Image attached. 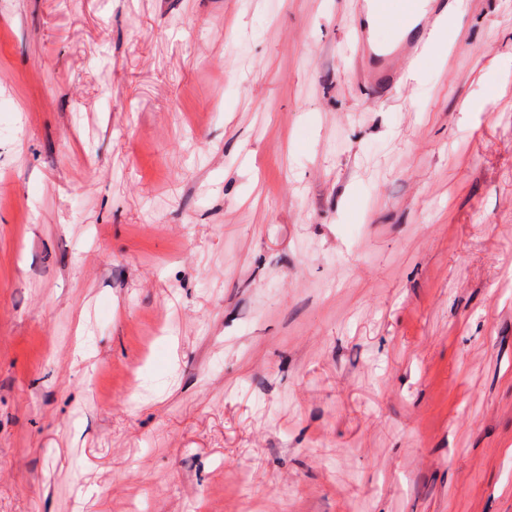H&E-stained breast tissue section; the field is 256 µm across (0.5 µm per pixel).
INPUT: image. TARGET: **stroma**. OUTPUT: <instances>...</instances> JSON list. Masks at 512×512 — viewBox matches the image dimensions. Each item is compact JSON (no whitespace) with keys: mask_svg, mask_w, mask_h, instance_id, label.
<instances>
[{"mask_svg":"<svg viewBox=\"0 0 512 512\" xmlns=\"http://www.w3.org/2000/svg\"><path fill=\"white\" fill-rule=\"evenodd\" d=\"M464 2L375 93L357 0H0V512H512V0Z\"/></svg>","mask_w":512,"mask_h":512,"instance_id":"stroma-1","label":"stroma"}]
</instances>
